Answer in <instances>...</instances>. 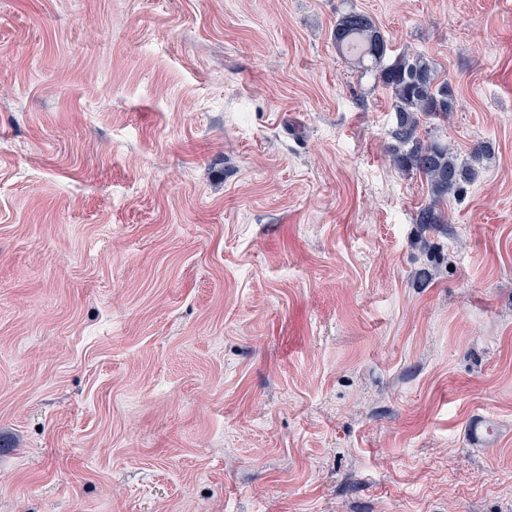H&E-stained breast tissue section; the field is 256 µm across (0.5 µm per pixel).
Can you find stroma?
Listing matches in <instances>:
<instances>
[{
	"mask_svg": "<svg viewBox=\"0 0 512 512\" xmlns=\"http://www.w3.org/2000/svg\"><path fill=\"white\" fill-rule=\"evenodd\" d=\"M351 8L494 148L424 285ZM0 512H512V0H0Z\"/></svg>",
	"mask_w": 512,
	"mask_h": 512,
	"instance_id": "stroma-1",
	"label": "stroma"
}]
</instances>
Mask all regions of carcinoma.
Listing matches in <instances>:
<instances>
[{
    "mask_svg": "<svg viewBox=\"0 0 512 512\" xmlns=\"http://www.w3.org/2000/svg\"><path fill=\"white\" fill-rule=\"evenodd\" d=\"M331 39L346 60L372 74L390 94L393 162L406 174L422 177L428 187L429 199L415 212L414 223L428 232H446L448 196L475 180L490 157V145L479 144L461 158L447 143L430 136L426 121L448 120L455 107L453 88L428 56L391 54L387 38L370 16L355 9L340 14Z\"/></svg>",
    "mask_w": 512,
    "mask_h": 512,
    "instance_id": "obj_1",
    "label": "carcinoma"
}]
</instances>
